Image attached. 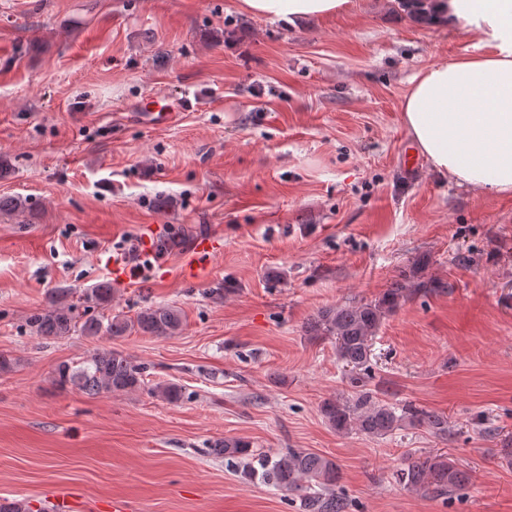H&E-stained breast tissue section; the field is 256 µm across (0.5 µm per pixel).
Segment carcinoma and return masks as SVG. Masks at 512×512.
Instances as JSON below:
<instances>
[{
  "mask_svg": "<svg viewBox=\"0 0 512 512\" xmlns=\"http://www.w3.org/2000/svg\"><path fill=\"white\" fill-rule=\"evenodd\" d=\"M407 16L419 23L434 19L440 0H396ZM415 271L403 274L378 298L355 304L322 309L308 324L309 336L334 339L336 358L343 365L351 393L324 401L320 412L325 422L338 432L353 430L365 435L384 438L405 424L426 429L430 434L448 438V418L411 402L397 405L382 399L385 390L376 381L372 363V345L386 317L402 302L417 295L435 292L442 284L437 281L415 282ZM71 289L60 287L49 296L45 309L31 315L28 326L41 337H65L78 331L83 336L106 334L113 338L128 336L134 331L150 336L166 337L179 333L183 321L181 312L173 306H150L135 318L112 317L103 322L88 317L77 323V306L70 301ZM112 301V284L103 281L83 293L84 312L108 305ZM57 382L72 385L87 395L118 393L145 386L144 368L117 350L97 351L74 369L62 363L57 369ZM169 402L181 399L182 390L175 384H157L149 389ZM232 463L252 456L250 444L242 439L226 438L211 447ZM290 494L300 495L301 512H349L350 503L338 485L340 474L336 462L326 456L289 448L273 455L265 454L247 463L244 475L255 472ZM398 480L409 490L432 496H453L469 484V475L448 456L435 455L409 459L399 470Z\"/></svg>",
  "mask_w": 512,
  "mask_h": 512,
  "instance_id": "cac0c4a2",
  "label": "carcinoma"
}]
</instances>
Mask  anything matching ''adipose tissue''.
<instances>
[{
    "label": "adipose tissue",
    "instance_id": "1",
    "mask_svg": "<svg viewBox=\"0 0 512 512\" xmlns=\"http://www.w3.org/2000/svg\"><path fill=\"white\" fill-rule=\"evenodd\" d=\"M354 0H240L265 18L330 16ZM444 21L474 25L483 53L444 61L410 80L404 123L432 169L457 185L512 196V0H443Z\"/></svg>",
    "mask_w": 512,
    "mask_h": 512
}]
</instances>
